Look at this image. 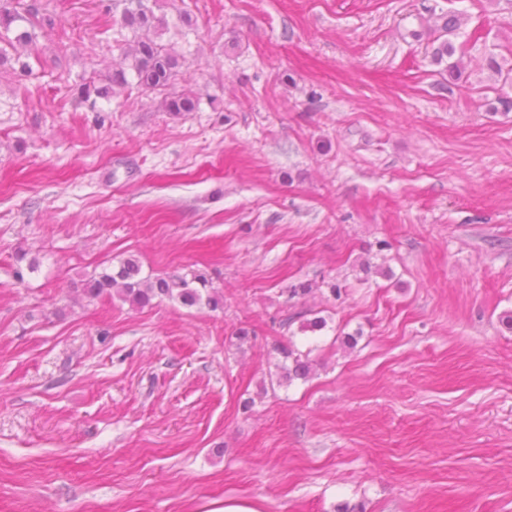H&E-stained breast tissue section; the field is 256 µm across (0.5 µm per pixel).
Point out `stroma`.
I'll list each match as a JSON object with an SVG mask.
<instances>
[{
	"label": "stroma",
	"mask_w": 512,
	"mask_h": 512,
	"mask_svg": "<svg viewBox=\"0 0 512 512\" xmlns=\"http://www.w3.org/2000/svg\"><path fill=\"white\" fill-rule=\"evenodd\" d=\"M25 2L31 71L0 66V512H512V0H154L173 84L86 101L128 65L121 8ZM122 258L224 306L79 296ZM290 342L314 370L282 384Z\"/></svg>",
	"instance_id": "obj_1"
}]
</instances>
